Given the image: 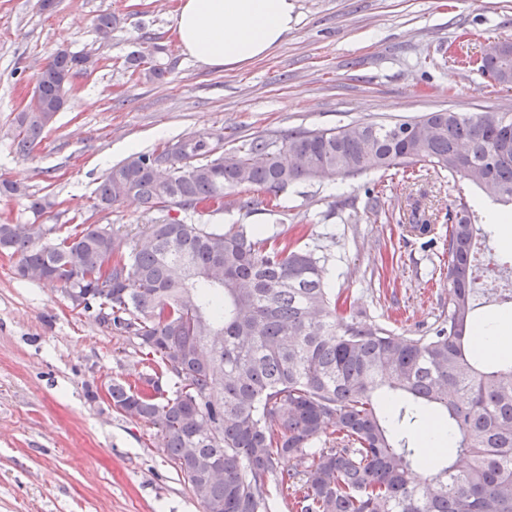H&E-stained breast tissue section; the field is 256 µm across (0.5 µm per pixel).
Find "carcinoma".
Returning <instances> with one entry per match:
<instances>
[{"mask_svg":"<svg viewBox=\"0 0 512 512\" xmlns=\"http://www.w3.org/2000/svg\"><path fill=\"white\" fill-rule=\"evenodd\" d=\"M116 27L110 13L95 20L103 40ZM161 52L150 42L128 62L160 82L172 70ZM86 59L60 49L42 69L40 104L14 118L17 153L53 123ZM481 72L511 85L512 53ZM421 123L431 129L416 136ZM182 142L177 155L164 147L112 166L98 205L133 197L147 210L203 213L240 185L276 197L298 181H334L338 170L348 178L421 164L512 206L507 112L292 130L218 157L198 136ZM159 162L171 181L154 177ZM0 196L27 199L35 217L54 206L8 180ZM486 235L467 202L448 212V316L422 336L359 320L328 288L327 257L301 236L171 219L130 244L97 224H0V251L20 256V276L89 296L103 321L136 339L149 373L112 381V407L157 429L203 512H273L274 493L299 477V512H512V358H487L467 342L480 306L473 247ZM430 423L452 435L434 458L413 438ZM330 433L332 446L320 447ZM289 458L302 470L281 469Z\"/></svg>","mask_w":512,"mask_h":512,"instance_id":"carcinoma-1","label":"carcinoma"}]
</instances>
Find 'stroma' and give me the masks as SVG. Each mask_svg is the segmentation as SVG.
<instances>
[{"mask_svg": "<svg viewBox=\"0 0 512 512\" xmlns=\"http://www.w3.org/2000/svg\"><path fill=\"white\" fill-rule=\"evenodd\" d=\"M299 22L264 59L234 71L199 65L175 40L179 0H0V179L50 196L42 224L108 225L133 239L182 217L127 199L99 206L95 189L134 151L211 132L224 151L257 136L348 123L394 122L447 109L512 113V85L461 68L491 42L512 41V0H296ZM118 27L101 40L95 18ZM472 31L462 40L463 31ZM175 62L148 83L126 62L141 40ZM94 57L33 151L15 153L4 132L59 49ZM381 188V211L367 206ZM250 207H243V200ZM256 186L228 190L220 213L196 224L239 225L295 236L327 256L328 285L349 294L364 321L421 333L448 314V212L467 201L489 235L478 272L512 256V227L476 187L456 190L421 171L403 180L380 170L330 183L301 181L278 206ZM431 233H408L414 211ZM17 256L0 253V512H202L156 429L113 409L112 380L145 374L135 339L72 309L59 286L22 278Z\"/></svg>", "mask_w": 512, "mask_h": 512, "instance_id": "35a3bbf8", "label": "stroma"}]
</instances>
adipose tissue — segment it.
Segmentation results:
<instances>
[{
    "label": "adipose tissue",
    "mask_w": 512,
    "mask_h": 512,
    "mask_svg": "<svg viewBox=\"0 0 512 512\" xmlns=\"http://www.w3.org/2000/svg\"><path fill=\"white\" fill-rule=\"evenodd\" d=\"M296 22V0H181L175 29L185 57L233 70L269 55Z\"/></svg>",
    "instance_id": "ef3b65f1"
}]
</instances>
